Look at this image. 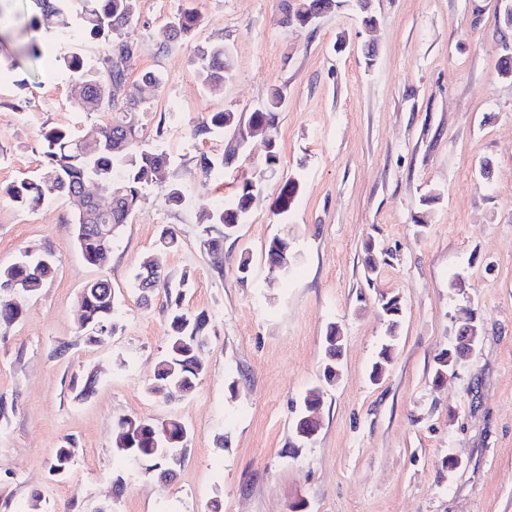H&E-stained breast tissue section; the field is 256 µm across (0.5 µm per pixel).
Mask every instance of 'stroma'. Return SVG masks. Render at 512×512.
I'll list each match as a JSON object with an SVG mask.
<instances>
[{
    "instance_id": "35a3bbf8",
    "label": "stroma",
    "mask_w": 512,
    "mask_h": 512,
    "mask_svg": "<svg viewBox=\"0 0 512 512\" xmlns=\"http://www.w3.org/2000/svg\"><path fill=\"white\" fill-rule=\"evenodd\" d=\"M202 17L191 42L160 48L154 34L184 5ZM363 24L350 5L295 29L281 23L283 0H136L129 34L139 46L128 81L152 70L141 89L143 145L171 159L185 197L143 185L120 226L105 269L75 241L76 205L52 200L35 211L0 198V268L26 250L50 251L56 269L0 325V502L25 512H512V31L504 0H373ZM31 0H0V185L44 166L40 132L79 131L107 112H82L58 58L79 52L97 65L102 48L61 43L42 20L40 59L21 51L35 32ZM224 44L235 65L216 88L196 75L194 49ZM373 49V61L364 52ZM285 102L277 139L280 169L261 182L248 218L224 239V267L201 245L202 215L255 179L266 154L251 139L233 165L203 173L201 157H222L229 137L193 130L208 112L248 113L272 92ZM491 180L479 175L482 162ZM298 178L288 218L273 212L281 179ZM177 249L160 254L162 227ZM288 236L297 260L270 269L265 247ZM250 253L247 282L237 265ZM159 254L172 279L189 273L186 301L212 328L206 373L180 401L152 393L166 347V298L141 303L136 275ZM378 275L366 281L367 260ZM106 277L121 330L86 343L78 296ZM462 287H454L456 277ZM404 314L397 346L379 381L370 371L386 323L381 295ZM480 326L476 348L434 382L437 356L456 343L461 310ZM342 336V372H320L329 326ZM65 353H58L60 343ZM95 375L81 396L73 378ZM320 396L316 438L291 450V422L305 395ZM176 416L189 431L174 478L148 475L117 455L121 416ZM76 445L68 472H51L63 440ZM458 467L449 470L445 459ZM124 478L115 493L112 478Z\"/></svg>"
}]
</instances>
